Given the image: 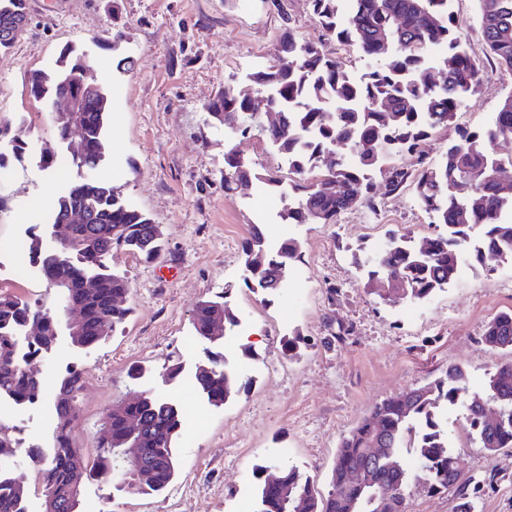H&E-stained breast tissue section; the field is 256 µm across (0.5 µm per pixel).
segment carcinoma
Returning <instances> with one entry per match:
<instances>
[{"label": "carcinoma", "mask_w": 512, "mask_h": 512, "mask_svg": "<svg viewBox=\"0 0 512 512\" xmlns=\"http://www.w3.org/2000/svg\"><path fill=\"white\" fill-rule=\"evenodd\" d=\"M314 14L328 36L358 48L363 57L376 61L358 81H353L338 62L313 43L301 44L292 33L279 41L275 65L253 75L252 85H227L206 106L209 118L221 123L224 114L251 112L257 118L273 109L280 116L276 132L265 135L288 159L299 177L293 192L296 204L282 217L290 224H334L360 200L375 207L369 195L371 172L385 173L387 192L400 190L415 177L418 203L432 215L436 233L427 238L430 249L423 253L407 237H392L388 251L379 254L368 272L366 286L398 278L404 285L402 299L420 302L450 284L457 275L462 256L473 250L480 259L491 254L512 261V184H503L495 172L501 166L496 145L512 138V96L497 113L494 127L486 131L461 129L439 160L426 161L420 142L429 131L448 125L479 85L481 65L465 50L454 34L448 0H351L352 12L340 13L341 0H311ZM483 38L490 53L512 71V0H479ZM28 0H0V29L10 28L12 37L0 38V50L11 48L26 30ZM438 47L443 54L431 64L426 52ZM445 75L443 81L436 73ZM30 95L45 108L61 95L78 105L74 113L84 138L80 152L71 156L76 168L97 170L106 157L109 97L99 83L95 68L84 52L68 49L56 67L34 70L28 76ZM313 130L317 140L299 153V134ZM402 150L411 167L382 169L387 150ZM259 179L233 148L224 151V190ZM88 216L84 224H68L63 244L48 245L44 229L34 225L29 252L45 272V283L70 285L71 298L85 310L84 326L71 338L73 345L92 347L123 324L131 308L112 305L115 295L129 296V281L111 271L107 260L112 251L125 248L147 259L157 258L164 244L160 225L121 199L112 184L93 177L75 181L52 204L50 224H67L74 211ZM484 227L479 246H472L469 231ZM244 265L265 254L263 267L249 272L253 285L265 292L281 286L291 260L300 253L295 239L270 252L261 227L253 224L242 247ZM221 320L234 327L237 315L228 301L202 300L192 313L195 335L217 341L224 337L214 329ZM42 325L38 335L33 325ZM25 329L33 353L51 348L61 330V319L32 307L17 294L0 288V396L34 402L44 391L37 370L23 361L13 325ZM483 341L494 348L512 349V311L502 312L484 326ZM465 372L448 364L433 382L408 391V399L383 400L374 405L341 442L331 473L330 490L320 493L309 477L295 466L279 467L280 484L288 490L283 498L266 476L258 472V495L251 512H408L407 489L418 484L431 494L465 487L457 467L448 431L440 410L462 406L468 435L494 455L512 448V362L501 364L489 377L482 393L463 395ZM249 380L240 372H228L224 360L209 354L197 367L195 385L215 405L246 388ZM82 372L68 369L56 384L54 408L58 421L53 445L46 452L34 448L27 456L44 462L40 480L46 500H59L76 512L80 493L72 477L82 469L84 478L109 471L101 460H122L119 450L129 442L128 422L139 423L136 442L141 462L154 469L153 480L136 484L126 477L128 489L141 494L166 489L175 476V445L183 424L182 408L149 391L137 392L131 402L116 405L106 417L104 437L97 461L87 464L73 447L71 422L78 412L77 397ZM497 411L494 423L484 420L483 410ZM385 440L393 460L403 452L414 453L420 466L377 468L369 483L355 480L373 438ZM17 450L11 430L0 425V459ZM28 496V487L8 476L0 477V512H16Z\"/></svg>", "instance_id": "obj_1"}]
</instances>
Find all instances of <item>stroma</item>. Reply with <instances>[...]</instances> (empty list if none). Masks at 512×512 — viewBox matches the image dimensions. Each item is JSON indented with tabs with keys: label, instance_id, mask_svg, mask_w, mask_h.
<instances>
[{
	"label": "stroma",
	"instance_id": "1",
	"mask_svg": "<svg viewBox=\"0 0 512 512\" xmlns=\"http://www.w3.org/2000/svg\"><path fill=\"white\" fill-rule=\"evenodd\" d=\"M31 22L0 65V125L22 130L26 141L53 146L50 112L35 102L27 76L54 67L61 51H90L99 81L109 94L107 157L99 179L122 192L127 205L160 224L165 245L154 260L118 250L110 262L131 285L132 313L113 336L90 347L72 345L67 333L35 362L49 387L23 424L42 447L52 429V384L76 367L83 372L79 419L71 428L86 459L97 453L101 424L114 405L140 391L192 409L199 427H182L176 477L164 491L129 493L125 466L108 478L86 480L78 512H237L239 499H253L256 474L269 464L294 465L320 491L330 488L342 439L384 399L440 376L448 364L466 372L468 391L485 388L490 374L512 360V350L481 340L485 324L512 309V263L488 256L461 261L462 273L430 300L381 299L365 288L364 259L391 236H431L430 216L411 188L387 193L374 178V207L358 205L334 224H302L301 255L294 266L309 280L306 300L285 303L281 294L248 288L242 243L251 225L270 216L251 205L259 181L224 190V147L234 140L260 178L289 182L293 175L265 135L231 136L228 126L208 121L205 105L225 85L244 83L250 71L277 62V43L290 31L324 46L353 77L369 67L355 48L326 39L310 0H28ZM458 33L483 63L477 91L448 126L431 131L422 148L438 158L457 129L490 127L512 95V71L493 60L483 40L478 0H449ZM130 57L120 74L115 62ZM54 173L29 165L0 180L9 207L0 213V250H9L17 228L48 223L33 206ZM230 293L235 312L249 311L251 356L239 339L225 336L230 363L250 384L216 406L190 395L184 379L206 363L210 346L192 328L198 301ZM298 335L299 354L284 355L283 342ZM181 376L168 380L169 366ZM463 410L443 419L471 483L473 512H512V448L488 456L462 426Z\"/></svg>",
	"mask_w": 512,
	"mask_h": 512
}]
</instances>
